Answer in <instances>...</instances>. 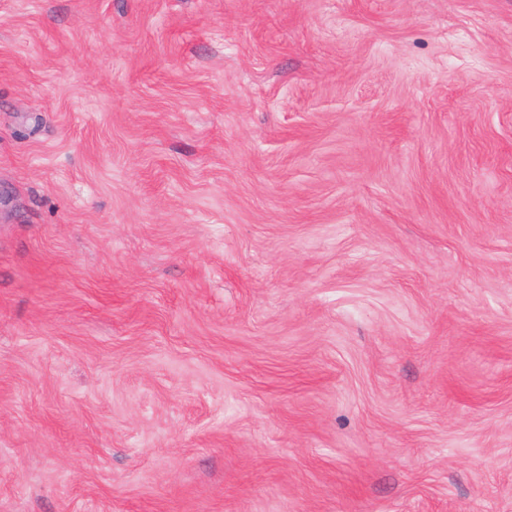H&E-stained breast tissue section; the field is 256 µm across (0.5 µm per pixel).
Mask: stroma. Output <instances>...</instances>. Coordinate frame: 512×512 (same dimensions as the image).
Instances as JSON below:
<instances>
[{"mask_svg":"<svg viewBox=\"0 0 512 512\" xmlns=\"http://www.w3.org/2000/svg\"><path fill=\"white\" fill-rule=\"evenodd\" d=\"M0 512H512V0H0Z\"/></svg>","mask_w":512,"mask_h":512,"instance_id":"1","label":"stroma"}]
</instances>
